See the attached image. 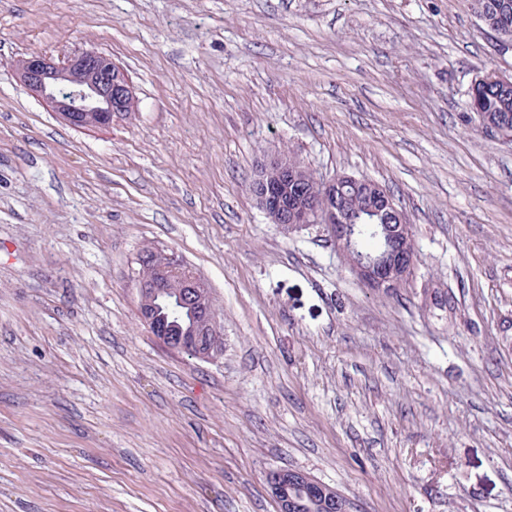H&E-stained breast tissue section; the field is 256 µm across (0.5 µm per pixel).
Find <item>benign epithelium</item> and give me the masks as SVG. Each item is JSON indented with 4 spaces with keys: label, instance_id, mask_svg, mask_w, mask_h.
<instances>
[{
    "label": "benign epithelium",
    "instance_id": "obj_1",
    "mask_svg": "<svg viewBox=\"0 0 512 512\" xmlns=\"http://www.w3.org/2000/svg\"><path fill=\"white\" fill-rule=\"evenodd\" d=\"M13 70L19 82L34 96L48 103L68 125H110L112 118L136 108L132 83L125 70L111 57L85 50L64 62L44 54L17 60ZM317 199L306 200L308 173L286 152L266 158L258 166L251 190L271 222L292 231L319 224L344 257L349 270L367 287L393 292L404 286L417 261L413 237L404 214L374 182L354 176H338L319 182ZM377 239L376 250L364 253L357 247L363 228ZM159 265L162 279L140 282L139 314L156 341L168 350L204 361H215L224 351L223 339L202 341L196 335L174 336L155 315L161 288L168 281L180 284L173 295L179 308L194 316L217 321L208 289L199 276L176 255L160 248L144 251ZM277 512H306L308 501L327 494V487L307 473L279 469L267 475Z\"/></svg>",
    "mask_w": 512,
    "mask_h": 512
}]
</instances>
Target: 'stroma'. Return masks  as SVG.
<instances>
[{"mask_svg": "<svg viewBox=\"0 0 512 512\" xmlns=\"http://www.w3.org/2000/svg\"><path fill=\"white\" fill-rule=\"evenodd\" d=\"M88 49L138 99L108 127L12 70ZM489 71L512 41L474 0H0V512H276L280 468L356 512H512V141L466 107ZM284 149L390 192L406 288L270 222L250 183ZM148 247L208 284L218 361L143 324Z\"/></svg>", "mask_w": 512, "mask_h": 512, "instance_id": "1", "label": "stroma"}]
</instances>
